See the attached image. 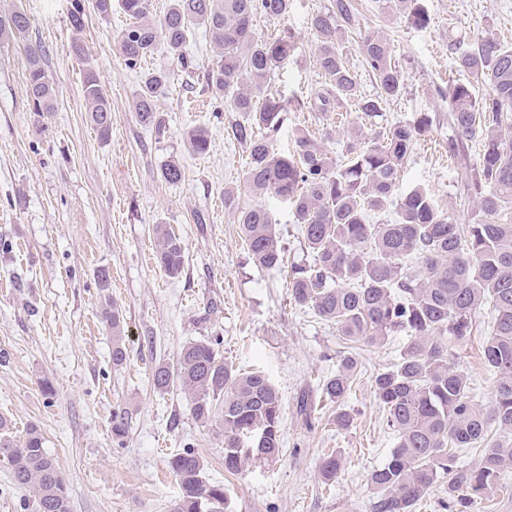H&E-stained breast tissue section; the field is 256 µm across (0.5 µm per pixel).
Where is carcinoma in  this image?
I'll return each mask as SVG.
<instances>
[{"label": "carcinoma", "instance_id": "1", "mask_svg": "<svg viewBox=\"0 0 512 512\" xmlns=\"http://www.w3.org/2000/svg\"><path fill=\"white\" fill-rule=\"evenodd\" d=\"M291 0H170L159 19L149 0H92L102 17L118 8L129 23L117 37L125 65L135 70L157 49H165L181 69L195 65L187 49L191 28L205 29L215 58L203 73L204 88L224 99L229 112L245 120L230 127L246 146L243 187L252 195L273 193L288 202L300 225L306 257L289 264L288 295L322 320L336 325L343 340L367 346L403 332L400 358L374 378L376 399L396 436L384 464L371 470L367 486L373 512H413L416 504L442 487V508L467 512L475 499L503 487L512 466V224L498 222L512 209V46L487 33L474 41L448 39V58L467 74L452 80L440 96L448 109V151L465 154L467 142L482 144L474 162L462 158L455 170L457 188L475 199V222L462 227L431 194L415 188L397 194L401 171L417 137L433 119L421 112L411 120L377 125L383 106L404 90L392 49L378 28L362 25L357 0H330L310 17L317 39L316 62L327 87L309 108L333 112L345 102L358 106L370 127L352 129L342 155L333 156L309 131H295L296 156L277 155L272 137L283 125L285 106L271 84L293 49L283 38L259 36L253 20L288 15ZM382 9L424 26L429 15L421 0H382ZM85 0H73L69 13L70 52L85 69L81 93L99 140L112 137V102L96 67L86 54L82 33ZM30 26L22 0H0V43ZM354 32L356 47L377 91L364 95L344 53V36ZM170 81L167 70L141 75L134 99L137 120L164 132L158 99ZM26 93L32 111L55 110L56 92L44 67V50L27 48ZM188 152L204 155L209 131L184 136ZM183 168L171 159L161 168L169 184L181 181ZM393 205L396 217L374 223L372 216ZM237 223L252 261L279 268L285 251L277 225L262 204L237 209ZM157 259L170 278L182 274L184 246L164 226L155 229ZM419 266L410 273V264ZM489 307L492 320L483 354L496 380L492 401L475 402L469 377L459 370L451 342L471 334L475 315ZM104 317L112 329V364L126 361L122 310L108 301ZM220 339L183 346L176 365L155 366V388L176 383L190 396L191 412L202 423L216 422L224 433V471L238 474L249 462H269L283 453L282 399L261 371L242 372L224 361ZM357 358L347 353L336 373L321 383V397L336 405V427L352 425L344 409L357 376ZM481 448L476 462L461 467L456 452ZM0 459L10 466L14 483L34 493L35 512H69L66 485L41 430L32 425L23 438L12 436L0 416ZM181 493L171 512H226L224 485L204 478V461L185 448L167 459ZM338 456L321 460L323 482L336 481Z\"/></svg>", "mask_w": 512, "mask_h": 512}]
</instances>
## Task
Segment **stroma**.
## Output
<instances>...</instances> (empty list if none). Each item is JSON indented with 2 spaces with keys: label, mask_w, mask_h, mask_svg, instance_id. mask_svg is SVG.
<instances>
[{
  "label": "stroma",
  "mask_w": 512,
  "mask_h": 512,
  "mask_svg": "<svg viewBox=\"0 0 512 512\" xmlns=\"http://www.w3.org/2000/svg\"><path fill=\"white\" fill-rule=\"evenodd\" d=\"M379 0H362L367 25L381 28L405 83L402 96L383 109L382 124L428 112L431 132L418 139L401 173L400 188L423 186L458 223L476 211L453 186L456 162L448 154L447 111L440 97L461 74L448 61L449 38L473 40L485 31H512V0H423L429 15L419 28L407 18L382 12ZM29 30L0 45V416L14 436L41 428L57 460L70 512H170L180 489L166 466L185 448L204 459L209 481L224 484L228 512H371L368 473L383 464L395 445L385 412L373 391L378 372L393 366L405 342L397 332L383 343L358 346L359 372L346 400L352 425L337 430L334 406L322 402L318 385L335 373L347 345L335 325L288 297V271L268 270L250 259L237 224V206L252 203L243 190L242 167L233 158L247 152L229 137L235 112L203 91L200 77L175 72L158 103L164 135L142 126L132 108L140 83L117 45L127 19L88 12L83 40L112 101V138L101 142L87 120L81 94L82 63L70 55V0H23ZM329 0H292L278 20L258 16V34L293 41L294 50L272 82L284 100V124L272 140L275 151L293 150L292 133L335 135L362 125L360 112L309 107L323 92L316 65L310 16ZM41 45L57 89L54 112H32L26 95V49ZM207 127V154H189L184 134ZM179 159L184 176L169 184L162 165ZM235 191L234 204L224 201ZM261 202L280 230L287 254L302 256L304 240L289 204L268 194ZM203 214L204 223L194 221ZM179 237L185 265L168 277L155 260L156 225ZM110 272L109 290L94 278ZM114 299L123 312L126 362L112 364V331L103 311ZM217 310L206 312L208 301ZM487 312L455 343L456 363L483 400H491L495 376L482 347ZM220 338L226 362L265 372L282 397L284 452L273 463H254L236 476L224 471V436L191 413L179 386L153 385L151 371L175 364L190 341ZM53 395H45L43 381ZM318 411L314 425L298 412L301 398ZM126 415L125 437L112 421ZM335 452L341 470L333 486L318 474L321 458Z\"/></svg>",
  "instance_id": "stroma-1"
}]
</instances>
